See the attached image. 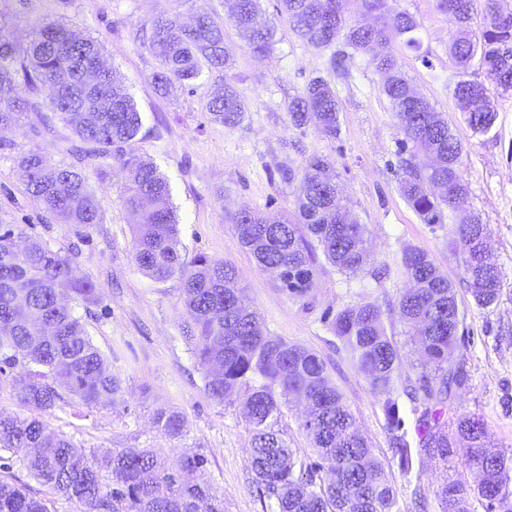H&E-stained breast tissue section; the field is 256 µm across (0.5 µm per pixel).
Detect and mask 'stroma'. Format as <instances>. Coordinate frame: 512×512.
I'll use <instances>...</instances> for the list:
<instances>
[{"label": "stroma", "mask_w": 512, "mask_h": 512, "mask_svg": "<svg viewBox=\"0 0 512 512\" xmlns=\"http://www.w3.org/2000/svg\"><path fill=\"white\" fill-rule=\"evenodd\" d=\"M232 0H0V26L24 51L29 26L45 18L70 25L101 42L107 62L123 78L141 115L142 127L127 153L149 158L167 178L180 218L184 260L204 255L230 263L266 333L299 344L320 356L328 373L388 471L400 512H414L415 489H424L429 512H442L441 486L467 488L475 474L465 464L467 442L453 440L447 459H424L402 475L392 457L383 402L396 398L405 429L415 434L425 404L409 390L425 369V357L399 319L396 306L411 282L402 264L407 246L428 253L456 290L460 325L455 357L463 380L447 403L449 421L462 415L483 420L488 440L512 448V92L497 96L490 132L474 133L458 109L453 91L463 78L448 50L456 27L436 0H386L389 12L412 15L419 27L418 48L397 44L396 56L410 85L447 117L463 146L461 175L469 187L463 208L444 212L439 224L424 223L401 196L398 155L405 144L392 105L381 91V77L364 54H356L348 75L335 73L329 52L313 48L291 30L280 0H259L261 15L276 32L269 54L257 56L244 45L229 13ZM178 8L183 20L208 13L224 24L231 57L228 72L203 71L195 80L159 94L151 81L156 60L143 43L150 19ZM232 77L247 102L233 128L209 120L205 105L215 85ZM320 77L339 101L340 133L330 138L314 127L291 125L287 106L310 79ZM48 88L31 96L33 106L5 131L11 147L0 151V222L28 227L52 249L77 250L81 273L94 283L95 304L75 305L93 344L121 381L114 399L85 405L68 399L43 412L42 420L86 450L157 448L175 457L199 453L205 475L224 500V512H271L251 488L249 423L239 401L209 398L191 344L183 334L185 310L178 278L156 281L137 266L133 225L123 205L124 174L112 159L77 160L72 129L46 101ZM40 148L53 163L79 164L101 205L103 220L90 229L54 223L34 204L17 166V156ZM326 156L344 200L369 230L371 258L362 272H339L319 260L314 284L301 297L284 292L275 275L259 267L242 245L233 214L294 211V185L280 171H302L313 155ZM479 217L488 228L490 258L501 273L497 301L475 304L454 254L452 228ZM371 302L382 312L387 336L401 364L390 395L374 390L333 333L330 322L350 305ZM180 412L184 434L171 439L152 423L155 409Z\"/></svg>", "instance_id": "stroma-1"}]
</instances>
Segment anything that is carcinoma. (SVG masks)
I'll use <instances>...</instances> for the list:
<instances>
[{"mask_svg": "<svg viewBox=\"0 0 512 512\" xmlns=\"http://www.w3.org/2000/svg\"><path fill=\"white\" fill-rule=\"evenodd\" d=\"M349 2L281 0L299 39L316 49L342 41L343 48L330 58L336 73L348 74L347 61L355 52L371 56L406 139L436 159L429 172L419 167L416 154L401 158V195L424 223L440 224L444 209L465 205L468 187L460 174L462 146L448 120L415 95L394 54L401 39L409 48L418 47L413 35L418 23L407 12L384 13L379 0H359L366 12L379 13V21L358 25L348 15ZM450 2L458 21L449 38L450 53L463 67L479 59L504 90H511L512 14L503 16L502 0H482L483 31L474 40L468 23L475 0H437V7L446 12ZM231 20L251 51L271 49L274 31L260 21L258 0H238ZM150 26L147 49L158 61L152 73L157 90L188 83L205 67L227 68L224 24L211 16L198 15L188 25L173 8L153 17ZM15 56L14 42L0 32V131L28 110L27 90L47 85L48 106L78 137L73 152L82 158L110 157L121 165L126 175L123 204L134 224L135 262L155 280H180L185 335L204 372L208 396L222 404L230 393L241 395L251 424V472L260 498L270 503L272 512H397L394 486L325 362L303 346L264 333L232 266L203 255L190 262L182 259L180 221L167 179L149 159L126 152L140 131L141 116L120 75L104 60L102 45L65 24L43 19L31 25L19 62L22 86L5 65ZM90 61L104 84L97 93L80 88ZM454 95L473 132L488 133L496 120L488 89L477 81L460 80ZM246 109L243 96L229 83L205 105L210 119L227 128L239 125ZM288 116L296 128L312 126L330 137L339 133L336 92L320 77L288 103ZM17 162L32 202L59 223L90 229L102 222L98 196L82 169L54 165L37 148L21 153ZM329 167L328 158L316 154L299 173L281 171L282 179L295 185L293 218L281 213L258 217L248 210L232 217L241 243L291 296L311 288L318 251L341 272H360L370 259L361 246L367 226L320 180ZM454 236L476 305H492L500 272L487 256L485 225L475 217L457 225ZM402 262L416 287L400 297L396 310L435 364L434 371L418 375L414 388L428 402L417 444L408 440L398 402L390 397L400 355L385 332L380 308L372 303L349 306L336 314L331 328L372 387L387 395L383 410L391 450L400 472L407 475L425 456L448 458L445 405L461 381L460 369L453 367L458 335L450 331L459 329L460 319L452 284L424 250L407 247ZM66 292L86 305L96 302L94 284L80 274L77 254L53 250L23 227L1 223L0 375L19 364L29 367L20 400L40 411L67 397L91 405L121 389L80 318L63 303ZM291 397L307 403L301 428L310 440L312 461L298 459L279 428L282 404ZM154 423L170 438L182 436L184 418L176 411L158 410ZM455 433L471 443L468 464L479 481L471 494L444 486L440 500L445 512H470L472 494L485 502L486 512H512V449L485 444L484 424L474 416L459 418ZM206 463L199 453L170 461L154 448H114L91 465L71 438L48 431L39 417L0 416V512H48L45 501L18 480L16 468L75 504L77 512H224V500L204 478Z\"/></svg>", "mask_w": 512, "mask_h": 512, "instance_id": "1", "label": "carcinoma"}]
</instances>
